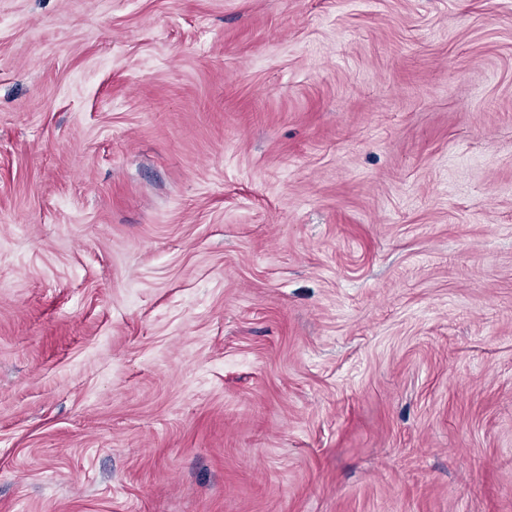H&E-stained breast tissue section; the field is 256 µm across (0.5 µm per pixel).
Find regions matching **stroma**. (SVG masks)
I'll return each instance as SVG.
<instances>
[{
    "label": "stroma",
    "mask_w": 512,
    "mask_h": 512,
    "mask_svg": "<svg viewBox=\"0 0 512 512\" xmlns=\"http://www.w3.org/2000/svg\"><path fill=\"white\" fill-rule=\"evenodd\" d=\"M0 512H512V0H0Z\"/></svg>",
    "instance_id": "stroma-1"
}]
</instances>
